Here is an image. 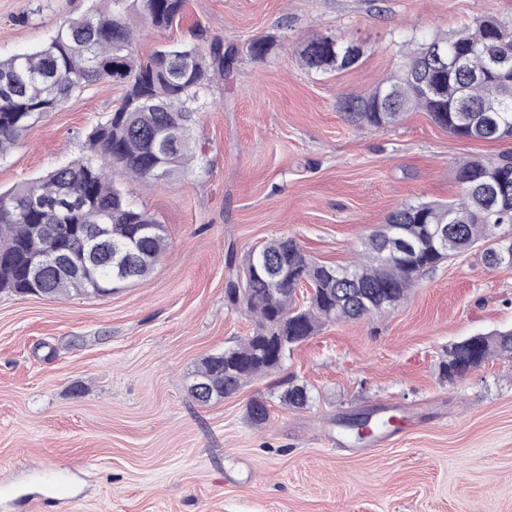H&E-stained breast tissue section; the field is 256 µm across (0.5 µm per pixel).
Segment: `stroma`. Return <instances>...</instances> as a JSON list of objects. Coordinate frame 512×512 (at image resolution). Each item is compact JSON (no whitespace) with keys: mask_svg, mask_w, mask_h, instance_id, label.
Returning <instances> with one entry per match:
<instances>
[{"mask_svg":"<svg viewBox=\"0 0 512 512\" xmlns=\"http://www.w3.org/2000/svg\"><path fill=\"white\" fill-rule=\"evenodd\" d=\"M107 10L0 0V57ZM488 15L512 21V0H186L171 28H139L143 56L201 30L275 45L202 93L191 172L149 189L121 181L165 228L149 277L105 298L0 292V512H512V359L444 372L456 342L512 328V268L486 267L479 250L427 271L384 315L323 326L232 398L204 406L190 392L200 361L251 329L224 301L230 253L288 236L349 264L396 208L455 199L459 163L512 154V139H460L423 112L374 130L339 110L385 79L413 36ZM315 33L364 55L307 69L298 52ZM124 93L92 84L35 122L0 158V188L80 157ZM287 379L307 386L306 406L280 403ZM257 398L269 410L260 426L246 417ZM359 415L398 423L358 440L346 422ZM59 480L69 501L44 505Z\"/></svg>","mask_w":512,"mask_h":512,"instance_id":"obj_1","label":"stroma"}]
</instances>
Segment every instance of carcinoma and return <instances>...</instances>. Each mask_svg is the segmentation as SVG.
Here are the masks:
<instances>
[{
	"label": "carcinoma",
	"mask_w": 512,
	"mask_h": 512,
	"mask_svg": "<svg viewBox=\"0 0 512 512\" xmlns=\"http://www.w3.org/2000/svg\"><path fill=\"white\" fill-rule=\"evenodd\" d=\"M106 16L67 19L49 42L34 51L0 59V156L18 145L29 127L90 84L125 85L120 105L88 135L87 152L38 179L0 192V291L18 295L106 297L128 279H116L117 264L129 263L133 279L151 274L167 248L164 230L149 213L132 206L116 184L132 177L147 185L179 177L198 159L192 139L194 112L211 78L231 72L240 54L267 56L271 42L259 37L240 48L205 31L196 43L157 47L143 60L134 57V28L128 0H110ZM136 17L153 28L171 26L185 0H134ZM207 48H202L201 43ZM305 66L326 72L355 65L361 48L320 36L303 44ZM346 120L358 128L397 124L410 111L427 113L459 138L498 141L512 138V25L487 16L474 28L425 37L401 52L388 81L373 91L340 101ZM457 199L420 201L392 211L386 223L417 244L405 259L384 250L381 232L362 238L359 259L330 266L305 253L295 239L277 237L249 249L241 264L229 263L226 305L252 322V331L221 353L201 362L195 379L208 397L222 401L251 380L279 371L291 346L325 324L388 312L403 301L427 270L477 243L487 245L486 263L512 268V211L489 213V190L504 193L512 205V157L479 158L456 167ZM448 229V249H437L432 230ZM107 251L90 254L92 238ZM64 250L68 261L51 256ZM43 257L39 270L32 268ZM312 292L304 304L298 288ZM497 353L512 357V329L469 337L448 353V379L461 378ZM287 406L309 401L306 386L294 384L280 396ZM247 417L255 425L269 418L267 405L251 401Z\"/></svg>",
	"instance_id": "obj_1"
}]
</instances>
